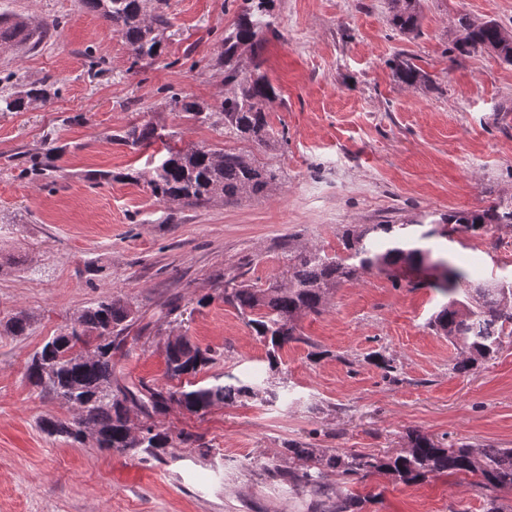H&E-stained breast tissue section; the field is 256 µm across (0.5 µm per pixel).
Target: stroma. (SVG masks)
Segmentation results:
<instances>
[{
	"mask_svg": "<svg viewBox=\"0 0 512 512\" xmlns=\"http://www.w3.org/2000/svg\"><path fill=\"white\" fill-rule=\"evenodd\" d=\"M240 5L167 0L165 49L146 64L80 0H0V13L60 22L36 48L0 46L12 90L57 87L50 101L0 112V320L31 315L26 335H0V512H321L305 493L266 479L262 456L291 441L383 455L404 448L413 429L447 444L512 448V338L495 360L454 374L457 350L427 326L447 301L439 290L376 272L342 282L322 314L299 320L303 339L281 350L275 372L220 296L228 275L260 285L281 278L289 246L342 253L341 234L354 224L512 201V64L455 51L461 20L494 19L512 31V0H420L414 33L392 26L388 0H273L279 35L265 46L262 70L277 98L263 148L169 106L176 94L212 107L223 100L215 59ZM400 59L423 80L403 83ZM149 121L174 132L173 146H233L279 167L282 179L266 196L235 203L159 202L146 182L124 178L148 170L155 148L134 153L110 139ZM47 139L68 148L61 178L20 177L18 152ZM100 171L112 180H94ZM425 246L480 277L512 278V231ZM109 297L137 312V344L113 358L127 382L179 387L166 374L163 343L184 334L219 354L198 385L259 376L280 399L203 414L172 408L161 425L192 439L160 461L47 437L41 420L70 411L29 384L25 365L47 337ZM174 305L191 319L153 320ZM381 355L392 358L394 376L378 365ZM326 484L361 499V512H488L493 496L471 475L406 484L383 473L332 474Z\"/></svg>",
	"mask_w": 512,
	"mask_h": 512,
	"instance_id": "stroma-1",
	"label": "stroma"
}]
</instances>
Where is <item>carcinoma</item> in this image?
Listing matches in <instances>:
<instances>
[{
	"label": "carcinoma",
	"instance_id": "cac0c4a2",
	"mask_svg": "<svg viewBox=\"0 0 512 512\" xmlns=\"http://www.w3.org/2000/svg\"><path fill=\"white\" fill-rule=\"evenodd\" d=\"M82 6L112 24L135 60H153L164 51L167 18L165 0H81ZM391 22L401 31L415 32L420 25V0H388ZM465 37L456 44L461 54L487 50L512 63V35L495 20L478 25L465 21ZM58 22L29 25L22 18L7 21L0 17V42L38 46L49 29ZM275 33L269 20V0H243L237 23L224 31V51L216 67L224 75L226 92L216 108L190 96H173L169 106L180 117L224 132V136L268 145L269 105L276 91L269 79L259 73L265 34ZM251 49L249 70L240 65L241 50ZM399 76L412 84L422 77L421 70L407 60L397 65ZM56 93L54 84L43 82L29 89L0 91V112H19L33 100L45 101ZM174 132L153 122L130 123L115 132L112 139L132 150L159 142L164 154L149 172L132 171L124 178L145 180L160 202L197 207L214 199L226 202L262 197L280 181L278 169L259 163L240 152L194 145H170ZM67 146L42 147L23 153L21 177L53 176L54 161ZM423 222L404 224H362L341 235L345 257L331 256L321 248H288V271L281 280L261 288L233 275L224 280V303L233 306L247 320L256 339L266 348L269 367L277 368L279 352L302 337L298 319L325 310L337 286L367 271L384 273L395 279L409 277L425 265L431 250L418 243L434 236L451 237L458 233L481 236L491 230L512 229V207L451 210L441 215L436 225L412 240L406 229ZM439 262L445 271L437 287L448 295V303L429 320L430 329L448 338L462 358L453 365L458 374H468L492 358L502 346L503 337L512 335V280L493 278L471 288L472 273L447 259ZM133 309L120 298L109 297L81 311L70 329L46 339L27 362L28 382L53 397L66 401L72 410L68 418H45L42 430L50 437L82 445L81 435L96 434L97 447L125 456L147 454L160 459L175 448L168 429L158 422L175 407L188 412L206 413L218 404L237 399L262 403L277 398V393L254 380L199 386L158 389L144 382L132 386L118 380L112 357L128 353L129 327ZM30 315L17 312L0 331L8 336H23L30 327ZM217 352L201 347L185 335L167 338V373L173 379L194 377L213 364ZM135 407L145 419L143 435H131L129 410ZM266 477L289 483L317 495L324 477L334 473L344 479L371 472L387 473L405 483L425 480L440 474L476 475L480 485L490 490H512V448L491 444L446 445L418 432L407 435V448L392 455L375 456L337 448H312L290 442L283 450L263 458ZM360 500L336 494V503L327 512H360Z\"/></svg>",
	"mask_w": 512,
	"mask_h": 512
}]
</instances>
